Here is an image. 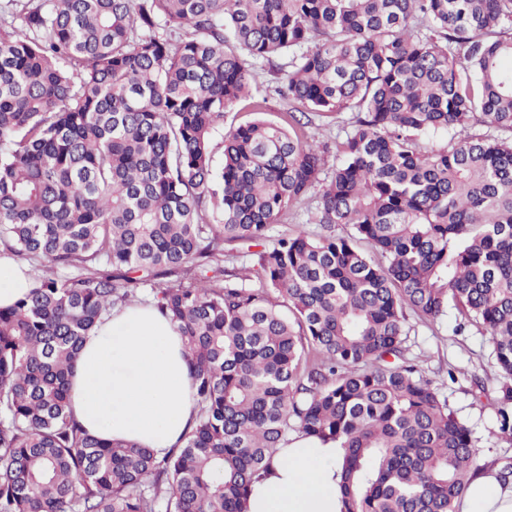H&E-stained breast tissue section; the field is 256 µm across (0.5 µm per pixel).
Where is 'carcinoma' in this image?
Segmentation results:
<instances>
[{"instance_id": "obj_1", "label": "carcinoma", "mask_w": 512, "mask_h": 512, "mask_svg": "<svg viewBox=\"0 0 512 512\" xmlns=\"http://www.w3.org/2000/svg\"><path fill=\"white\" fill-rule=\"evenodd\" d=\"M19 18L0 31V246L34 285L0 308V512H249L295 432L344 449L343 512H455L475 440L405 358L406 324L451 304L482 327L511 437L512 0H26ZM258 64L291 107L230 128L217 167L226 113L265 110ZM344 111L328 170L309 125ZM316 187L326 232L267 238ZM235 244L256 263L224 266ZM147 287L196 400L163 458L71 404L84 340Z\"/></svg>"}]
</instances>
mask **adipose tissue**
<instances>
[{
	"mask_svg": "<svg viewBox=\"0 0 512 512\" xmlns=\"http://www.w3.org/2000/svg\"><path fill=\"white\" fill-rule=\"evenodd\" d=\"M82 426L164 455L180 447L194 402L182 338L151 306L113 313L87 338L72 378ZM335 444L294 438L252 486L250 512H341ZM455 512H512V479L480 467Z\"/></svg>",
	"mask_w": 512,
	"mask_h": 512,
	"instance_id": "adipose-tissue-1",
	"label": "adipose tissue"
}]
</instances>
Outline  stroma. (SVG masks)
Listing matches in <instances>:
<instances>
[{
	"label": "stroma",
	"mask_w": 512,
	"mask_h": 512,
	"mask_svg": "<svg viewBox=\"0 0 512 512\" xmlns=\"http://www.w3.org/2000/svg\"><path fill=\"white\" fill-rule=\"evenodd\" d=\"M406 356L435 381L472 431L479 461L512 464V441L499 427V370L487 335L476 325L457 330L454 316L432 321L410 315Z\"/></svg>",
	"instance_id": "stroma-1"
}]
</instances>
